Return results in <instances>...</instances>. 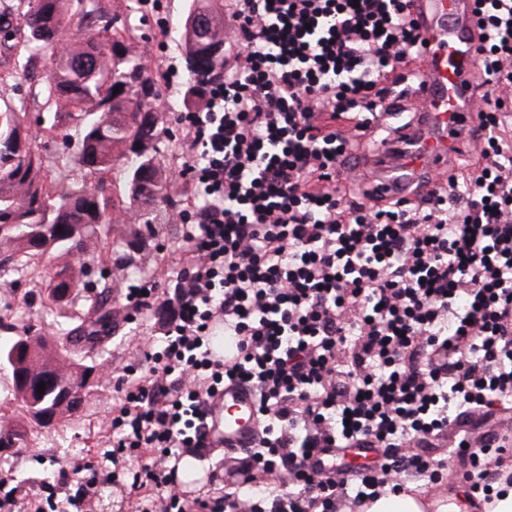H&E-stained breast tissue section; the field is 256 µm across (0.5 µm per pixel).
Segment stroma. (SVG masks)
Masks as SVG:
<instances>
[{
	"mask_svg": "<svg viewBox=\"0 0 512 512\" xmlns=\"http://www.w3.org/2000/svg\"><path fill=\"white\" fill-rule=\"evenodd\" d=\"M188 4L189 0H148L143 14L130 20V48L142 60L148 75L158 79L159 97L166 102L161 118L168 136L160 145L158 159L168 174L178 172L183 162L184 139L176 114L184 109L188 77L183 74L164 82L160 76L182 64L179 23ZM126 216V234L112 241L101 236L89 238L81 255L71 259L75 265L83 262L104 267L114 297L112 336L102 347L90 350L87 357L88 363L105 365L107 374L91 378L79 411L49 427L21 421L14 409L13 396L0 378V419L23 425L27 432L22 447L0 450V472L13 476L18 486L53 480L59 471L70 469L74 460L103 459L109 448L106 421L118 402L123 367L129 361L128 344L152 336L151 330L129 322L123 290L137 283L147 271L162 286H170L175 278L174 257L182 235L181 226L171 223L167 213L162 212L151 234L134 237L132 230L141 222L140 213L132 207ZM147 256L152 259L148 269L142 264ZM47 272L46 259L38 257L32 258L25 270L0 271V341L26 328L35 336L57 335V321L44 300ZM131 482V477L125 476L101 483L95 494V512H138L140 503L131 491Z\"/></svg>",
	"mask_w": 512,
	"mask_h": 512,
	"instance_id": "35a3bbf8",
	"label": "stroma"
}]
</instances>
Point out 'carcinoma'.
<instances>
[{"label": "carcinoma", "instance_id": "cac0c4a2", "mask_svg": "<svg viewBox=\"0 0 512 512\" xmlns=\"http://www.w3.org/2000/svg\"><path fill=\"white\" fill-rule=\"evenodd\" d=\"M25 27L18 41L15 66L0 73L7 86L28 72L33 57L49 59V71L39 84V93L52 122L43 131L62 137L68 152L56 160L57 178L46 176L45 160L34 146L27 122V103L22 97L0 99V270L24 266L40 255L37 237L58 240L53 251L69 255L81 248L86 237L112 236L114 216L138 205L143 212H156L172 205L166 177L157 160L156 142L166 130L155 125L144 131L138 116L155 111L156 88L140 59L128 45V16L142 9V0H127L124 14H110L100 0H73L79 21L92 28L78 45L60 47L67 31V0H23ZM206 19V27L191 22ZM183 56L188 76L184 106L204 100L205 81L224 67V4L221 0H190L184 18ZM119 93H114L117 86ZM84 225L74 239L68 227ZM55 273L68 280L75 293L105 271L85 265L76 273L67 263ZM49 277L46 301L61 327L63 352L49 361L48 344L42 336L26 331L0 343V370L12 379L20 376L37 386L46 383L41 407L72 414L61 406L60 395L84 389L93 367L68 356L70 347L82 341L99 340L98 330L82 324L70 326L64 301L57 296ZM18 426H0V448H12L23 440Z\"/></svg>", "mask_w": 512, "mask_h": 512}]
</instances>
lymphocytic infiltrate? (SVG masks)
I'll return each mask as SVG.
<instances>
[{
  "instance_id": "lymphocytic-infiltrate-1",
  "label": "lymphocytic infiltrate",
  "mask_w": 512,
  "mask_h": 512,
  "mask_svg": "<svg viewBox=\"0 0 512 512\" xmlns=\"http://www.w3.org/2000/svg\"><path fill=\"white\" fill-rule=\"evenodd\" d=\"M474 2L481 161L408 202L344 173L365 139L402 142L417 120L390 102L424 44L407 0H229L233 61L203 111L177 116L198 204L174 214L175 285L147 274L124 294L162 345L126 366L103 462L27 489L1 476L0 512H58L61 495L92 512L132 457L147 512H362L401 472L436 481L451 458L476 512L512 487V424L472 428L512 404V0ZM218 323L239 338L233 361L210 354ZM229 382L263 422L231 481L209 423ZM342 448L378 453L352 490ZM186 454L210 461L212 495L178 488Z\"/></svg>"
}]
</instances>
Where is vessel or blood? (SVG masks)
<instances>
[{"mask_svg": "<svg viewBox=\"0 0 512 512\" xmlns=\"http://www.w3.org/2000/svg\"><path fill=\"white\" fill-rule=\"evenodd\" d=\"M409 9L427 42L410 89L423 110L407 130L408 143L368 150L370 165L380 173V189L404 194L420 170L448 177L451 150L463 147L469 130L479 124L472 97L477 75L472 0H410ZM221 402L212 415L214 438L228 448L252 447L259 426L254 396L230 384Z\"/></svg>", "mask_w": 512, "mask_h": 512, "instance_id": "b4317fda", "label": "vessel or blood"}]
</instances>
